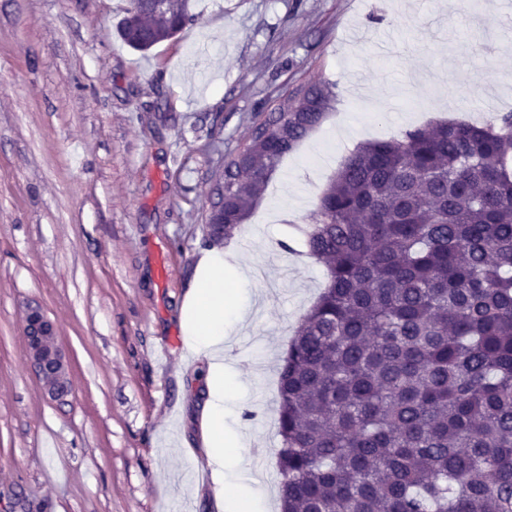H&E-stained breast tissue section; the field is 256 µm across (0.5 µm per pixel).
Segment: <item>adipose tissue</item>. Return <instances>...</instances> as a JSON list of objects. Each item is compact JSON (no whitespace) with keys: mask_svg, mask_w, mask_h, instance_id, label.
<instances>
[{"mask_svg":"<svg viewBox=\"0 0 512 512\" xmlns=\"http://www.w3.org/2000/svg\"><path fill=\"white\" fill-rule=\"evenodd\" d=\"M198 269L184 318L190 348L208 360L211 394L203 415V442L209 461L220 465L238 461L246 447L244 437L224 436V395L230 387L224 378V316L239 310L237 293L225 282L230 277L239 278L241 271L231 267L217 245L202 255Z\"/></svg>","mask_w":512,"mask_h":512,"instance_id":"obj_1","label":"adipose tissue"}]
</instances>
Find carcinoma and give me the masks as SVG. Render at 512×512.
Here are the masks:
<instances>
[{
    "label": "carcinoma",
    "mask_w": 512,
    "mask_h": 512,
    "mask_svg": "<svg viewBox=\"0 0 512 512\" xmlns=\"http://www.w3.org/2000/svg\"><path fill=\"white\" fill-rule=\"evenodd\" d=\"M196 20L190 0H129L138 51ZM302 86L223 159L224 230L323 121ZM326 281L279 369L281 512H512V115L359 144L300 228Z\"/></svg>",
    "instance_id": "obj_1"
}]
</instances>
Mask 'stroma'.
Segmentation results:
<instances>
[{
    "label": "stroma",
    "mask_w": 512,
    "mask_h": 512,
    "mask_svg": "<svg viewBox=\"0 0 512 512\" xmlns=\"http://www.w3.org/2000/svg\"><path fill=\"white\" fill-rule=\"evenodd\" d=\"M128 0H0V512H219L202 440L208 363L184 305L204 252L211 171L267 104L302 85L327 115L282 161L241 235L244 317L226 319L224 433L252 452L279 512L277 372L324 284L280 249L359 143L512 112V12L497 0H193L195 25L147 51L118 32ZM56 324L71 394L48 401L23 335Z\"/></svg>",
    "instance_id": "stroma-1"
}]
</instances>
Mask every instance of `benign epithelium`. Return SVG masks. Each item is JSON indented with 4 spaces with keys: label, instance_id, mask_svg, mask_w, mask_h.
Listing matches in <instances>:
<instances>
[{
    "label": "benign epithelium",
    "instance_id": "obj_1",
    "mask_svg": "<svg viewBox=\"0 0 512 512\" xmlns=\"http://www.w3.org/2000/svg\"><path fill=\"white\" fill-rule=\"evenodd\" d=\"M23 335L26 353L41 379L46 397L52 402L66 401L70 367L59 341L57 327L40 306H27Z\"/></svg>",
    "mask_w": 512,
    "mask_h": 512
}]
</instances>
